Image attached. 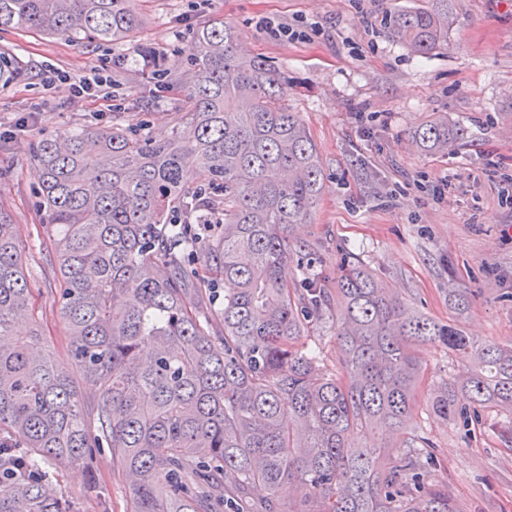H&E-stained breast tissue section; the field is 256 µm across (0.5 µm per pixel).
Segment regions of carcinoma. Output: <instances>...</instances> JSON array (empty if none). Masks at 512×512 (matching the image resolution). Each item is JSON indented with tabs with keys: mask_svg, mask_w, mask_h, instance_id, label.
<instances>
[{
	"mask_svg": "<svg viewBox=\"0 0 512 512\" xmlns=\"http://www.w3.org/2000/svg\"><path fill=\"white\" fill-rule=\"evenodd\" d=\"M138 0H0V30L120 43L143 25ZM411 52L448 44L454 0H421L383 19ZM184 111L157 139L120 123L44 137L38 207L59 271L68 366L34 312L24 249L0 211V512H72L41 463L87 464L108 450L129 512H460L448 486L427 488L430 439L402 430L417 397L421 349L468 351L438 389L443 419L512 414V344L479 343L414 314L368 271L336 280L343 373L297 347L328 298L298 290L290 228L325 189L316 145L286 103L288 75L245 52L224 23L195 35ZM24 72L0 52V83ZM434 118L412 134L426 154L467 139ZM193 167L198 184L182 183ZM220 232L191 238L173 222ZM200 263L209 277L188 266ZM224 281L222 325L203 309ZM378 430L379 448L355 445ZM304 499L290 498L293 487Z\"/></svg>",
	"mask_w": 512,
	"mask_h": 512,
	"instance_id": "carcinoma-1",
	"label": "carcinoma"
}]
</instances>
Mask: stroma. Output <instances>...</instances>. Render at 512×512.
I'll return each instance as SVG.
<instances>
[{"mask_svg": "<svg viewBox=\"0 0 512 512\" xmlns=\"http://www.w3.org/2000/svg\"><path fill=\"white\" fill-rule=\"evenodd\" d=\"M408 2L140 0L141 31L117 45L0 32V50L26 72L0 88V127L29 119L25 131L0 144V209L25 248L37 313L58 356L68 338L54 301L57 266L36 205V143L46 133L114 122L168 136L186 104L178 78L192 68L194 34L213 20L234 26L245 50L287 72L288 106L322 163L326 188L312 219L290 231L303 247L301 265L289 272L293 286L314 280L335 288L341 268L355 265L410 310L480 341L512 343V0H455L448 45L428 57L410 54L383 26L391 7ZM264 18L288 26L293 37L272 36L259 25ZM144 46L159 52L162 75L136 65ZM121 56L128 65L113 67ZM100 65L110 68L116 109L103 100L70 103L66 87L46 83L48 70L79 81ZM439 116L461 123L469 136L447 154H424L412 133ZM462 290L470 297L465 308L455 304ZM340 314V304H331L299 341L330 374L341 370ZM422 355L423 379L405 432L434 444V479L447 484L460 512H512V416L488 410L475 427L442 420L430 395L465 372L470 358L439 346ZM46 470L74 512H128L129 489L113 474L109 453L89 466L53 462Z\"/></svg>", "mask_w": 512, "mask_h": 512, "instance_id": "1", "label": "stroma"}]
</instances>
